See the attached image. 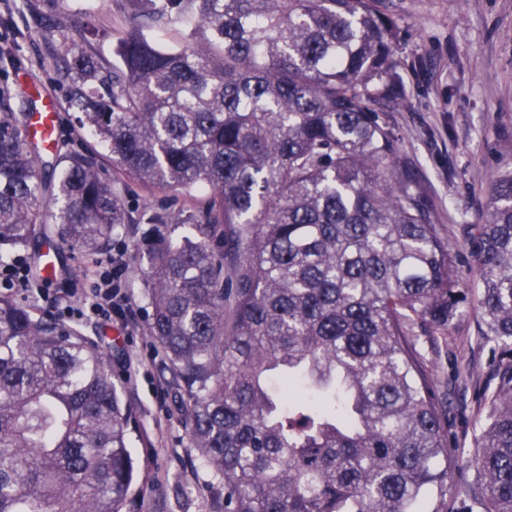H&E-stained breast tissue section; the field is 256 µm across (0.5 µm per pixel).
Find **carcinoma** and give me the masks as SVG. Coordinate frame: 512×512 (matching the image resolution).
I'll return each mask as SVG.
<instances>
[{"mask_svg": "<svg viewBox=\"0 0 512 512\" xmlns=\"http://www.w3.org/2000/svg\"><path fill=\"white\" fill-rule=\"evenodd\" d=\"M128 2L119 65L76 59L70 103L125 175L208 194L176 242L151 218L144 291L224 512H417L461 470L462 512H512V170L470 242L499 369L462 460L411 330L468 294L380 120L404 97L384 0ZM186 18L176 52L149 36ZM27 118L0 113V263L49 236L101 250L131 222L121 193L76 154L46 183ZM133 420L98 341L0 295V512H119Z\"/></svg>", "mask_w": 512, "mask_h": 512, "instance_id": "carcinoma-1", "label": "carcinoma"}]
</instances>
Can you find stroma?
<instances>
[{"label": "stroma", "mask_w": 512, "mask_h": 512, "mask_svg": "<svg viewBox=\"0 0 512 512\" xmlns=\"http://www.w3.org/2000/svg\"><path fill=\"white\" fill-rule=\"evenodd\" d=\"M400 28L396 56L407 71L405 100L384 113L400 160L417 174L448 245L460 254L462 287L473 288L466 243L474 225L487 220L491 185L512 169V0H386ZM131 23L127 0H0V107L25 112L29 90L60 104L58 160L71 153L94 156L118 187L132 221L98 255L63 251L56 261V288H71L73 307L85 303L86 273L93 259L123 256L122 284L134 302L129 329L81 323L99 341L126 401L136 415L130 446L135 481L120 512H224L221 480L193 448L160 346L148 333L144 295L145 238L153 213H169L174 237L186 234L185 216L205 201L186 198L133 180L114 169L107 148L78 122L69 103L65 67L73 57L111 67L120 37ZM419 62L421 76L408 68ZM478 318L463 305L448 328L426 322L412 328L423 363L445 413L451 448H470L480 429L483 394L494 386L498 359L477 334Z\"/></svg>", "instance_id": "stroma-1"}]
</instances>
